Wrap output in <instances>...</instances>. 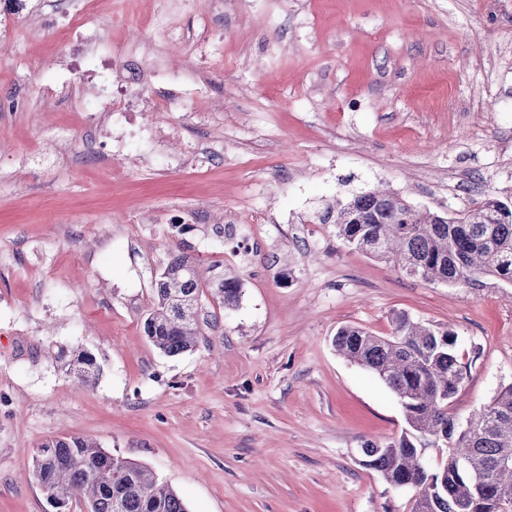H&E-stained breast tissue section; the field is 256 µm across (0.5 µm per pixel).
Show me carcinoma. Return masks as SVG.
<instances>
[{"label": "carcinoma", "instance_id": "carcinoma-1", "mask_svg": "<svg viewBox=\"0 0 512 512\" xmlns=\"http://www.w3.org/2000/svg\"><path fill=\"white\" fill-rule=\"evenodd\" d=\"M326 218L348 245L408 276L474 288L486 279L512 285V208L495 197L441 214L418 210L393 192L373 190L336 203ZM175 229L181 236L177 253L154 278V307L143 323L150 342L168 356L196 347L203 291L227 310L242 297L239 280L221 272L222 264L202 271L185 254L182 235L192 226ZM334 346L377 374L403 401L407 431L397 439L363 442L362 466L380 472L394 488L418 486L422 496L414 500L412 512H512V384L474 411L468 430L461 432L452 406L468 365L458 358L451 327L396 312L391 335L345 326ZM99 374L93 354H74L69 375L76 385L90 387ZM430 444L448 448L446 456L435 463L424 459L423 448ZM504 459L511 464L499 465ZM31 473L58 510L76 501L87 512H187L178 493L149 469L81 436L43 443L32 458Z\"/></svg>", "mask_w": 512, "mask_h": 512}]
</instances>
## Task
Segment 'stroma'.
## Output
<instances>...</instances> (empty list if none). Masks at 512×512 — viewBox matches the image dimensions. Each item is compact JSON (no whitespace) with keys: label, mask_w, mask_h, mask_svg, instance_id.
<instances>
[{"label":"stroma","mask_w":512,"mask_h":512,"mask_svg":"<svg viewBox=\"0 0 512 512\" xmlns=\"http://www.w3.org/2000/svg\"><path fill=\"white\" fill-rule=\"evenodd\" d=\"M26 3L40 25L0 0V512H53L32 457L70 436L147 467L189 512H411L413 491L357 453L400 436L402 406L336 331L387 336L396 311L451 326L464 419L512 383V286L406 276L321 217L380 184L442 214L512 199V0H169L162 19L155 0H99L98 52L132 46L169 102L134 124L212 154L180 169L142 139L114 158L76 115L91 81L42 106L70 77L65 4ZM223 220L235 234L214 235ZM178 224L243 295H203L217 325L169 357L143 322ZM78 348L103 367L93 387L67 375Z\"/></svg>","instance_id":"35a3bbf8"}]
</instances>
